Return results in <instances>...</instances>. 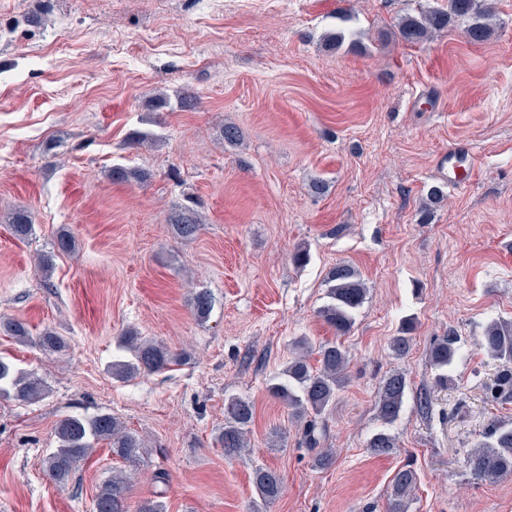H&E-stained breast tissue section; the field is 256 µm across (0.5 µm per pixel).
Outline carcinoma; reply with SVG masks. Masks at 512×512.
I'll return each instance as SVG.
<instances>
[{
    "mask_svg": "<svg viewBox=\"0 0 512 512\" xmlns=\"http://www.w3.org/2000/svg\"><path fill=\"white\" fill-rule=\"evenodd\" d=\"M491 4L487 0H448L445 8H430L416 14L408 13L398 24L400 37L408 43H421L436 32L448 29L452 22L465 26L467 38L473 43L487 41L492 35L488 22ZM8 224L13 236L25 240L33 234L34 225L28 214L17 210L11 214ZM175 234L181 239L196 237L201 224L197 213L190 208L180 210L172 219ZM327 298L329 301L319 311V316L336 332L347 334L354 324L355 314L366 299L367 288L358 270L346 263L334 265L327 273ZM191 309L196 319L206 320L212 310V296L207 290H199L191 299ZM0 329L25 343L31 340L27 326L17 319L0 321ZM412 327L392 337L390 349L394 356L402 358L411 348ZM130 354L126 361L112 363V375L122 380L133 379L141 374L161 372L172 364L187 359L185 354H174L167 347L145 339L130 331L122 341ZM38 345L50 352L66 350V339L53 330L44 331L38 337ZM480 347L487 356L498 362L499 373L495 383V400L512 397V324L492 321L482 336ZM459 351L458 336L450 332L437 340L430 351L432 365L438 373L435 384L445 387L451 384L448 367ZM317 355V367L310 358ZM349 368L345 349L336 342H320L316 345L306 339L295 342L292 357L287 366L270 386L272 395L291 410V417L300 422L308 415H321L336 404L338 392L344 387ZM408 391L404 374L394 372L386 376L380 386L376 402L378 417L391 423L397 419ZM13 394L18 401L30 402L45 394V386L37 379L17 373L11 365L0 359V395ZM253 417L250 401L231 397L224 402V427L218 440L224 455L240 456L247 448V433ZM57 446L44 459L48 476L64 484L75 475L81 462L89 459L96 445L103 442L112 454L136 466L145 454L142 439L128 429L116 416L99 412L92 416L68 415L60 419L55 430ZM367 447L375 455H387L396 447L393 435L379 431L372 435ZM473 479L487 481L512 475V426L494 425L483 435V440L466 457ZM132 477L111 473L98 486L93 512H127V498ZM416 485V473L410 467L399 469L390 486V512H403L406 500ZM254 486L260 500L266 504L276 501L282 482L276 471L267 467L254 470Z\"/></svg>",
    "mask_w": 512,
    "mask_h": 512,
    "instance_id": "carcinoma-1",
    "label": "carcinoma"
}]
</instances>
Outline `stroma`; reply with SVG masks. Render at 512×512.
<instances>
[{
    "instance_id": "obj_1",
    "label": "stroma",
    "mask_w": 512,
    "mask_h": 512,
    "mask_svg": "<svg viewBox=\"0 0 512 512\" xmlns=\"http://www.w3.org/2000/svg\"><path fill=\"white\" fill-rule=\"evenodd\" d=\"M445 0H0V317L26 323L22 344L0 333V358L42 380L45 396H0V512H92L96 488L121 462L107 445L66 484L43 459L67 415L109 412L148 452L127 500L167 512H385L390 482L412 465L407 512H512V475L474 481L465 457L493 424L512 426V400L493 401L498 364L484 325L512 321V0H493V34L461 24L411 45L397 23ZM76 35L66 47L53 37ZM345 27L337 49L325 33ZM194 96V108L176 96ZM243 132L224 142L225 124ZM152 143H133L135 133ZM473 153L479 177L432 205L440 154ZM144 172L112 182V167ZM327 183L312 192L314 179ZM195 202L203 226L177 238L169 218ZM432 206L429 223L420 211ZM22 209L34 232L15 239ZM72 252L55 254L60 233ZM307 247L310 260L292 256ZM54 253L42 277L39 255ZM355 267L368 288L350 332L318 316L326 276ZM213 297L206 321L190 300ZM413 319L409 353L390 340ZM68 348L46 354L44 329ZM128 330L187 354L132 380L107 367ZM455 332L451 386L433 387L430 349ZM340 340L349 380L318 418L334 465L313 466L303 424L269 391L293 342ZM400 371L398 418L380 420L377 392ZM430 389L422 413L416 396ZM254 405L246 455L216 437L224 400ZM388 430L392 453L370 437ZM282 494L262 505L256 467Z\"/></svg>"
}]
</instances>
